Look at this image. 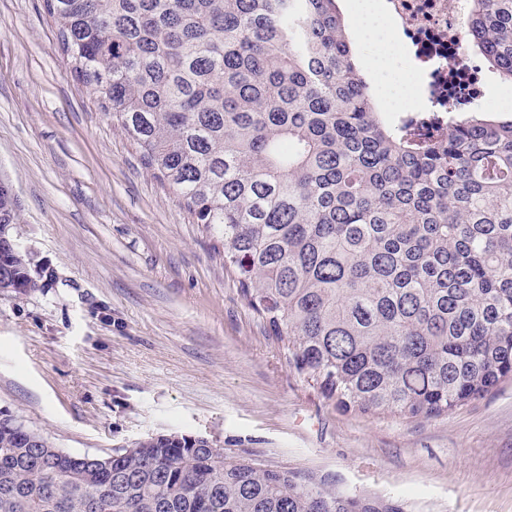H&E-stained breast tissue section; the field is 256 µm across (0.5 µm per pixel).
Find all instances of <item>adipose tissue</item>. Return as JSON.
<instances>
[{
  "label": "adipose tissue",
  "mask_w": 512,
  "mask_h": 512,
  "mask_svg": "<svg viewBox=\"0 0 512 512\" xmlns=\"http://www.w3.org/2000/svg\"><path fill=\"white\" fill-rule=\"evenodd\" d=\"M342 8L356 29L359 44L396 41L383 0H344ZM361 64L377 92L379 109L401 110L412 105L408 89L413 72L402 56L365 53Z\"/></svg>",
  "instance_id": "obj_1"
}]
</instances>
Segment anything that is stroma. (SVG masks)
Segmentation results:
<instances>
[{
  "label": "stroma",
  "mask_w": 512,
  "mask_h": 512,
  "mask_svg": "<svg viewBox=\"0 0 512 512\" xmlns=\"http://www.w3.org/2000/svg\"><path fill=\"white\" fill-rule=\"evenodd\" d=\"M71 68L43 0H0L8 233L54 275L0 289V412L72 453L186 434L399 512H512V379L429 419L327 401Z\"/></svg>",
  "instance_id": "35a3bbf8"
}]
</instances>
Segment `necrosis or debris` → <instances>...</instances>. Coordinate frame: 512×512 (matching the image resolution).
<instances>
[{
  "mask_svg": "<svg viewBox=\"0 0 512 512\" xmlns=\"http://www.w3.org/2000/svg\"><path fill=\"white\" fill-rule=\"evenodd\" d=\"M388 15L403 34V47L424 69V83H412L422 95L421 112H445L456 106L458 90L488 103L486 81L478 62L461 46L469 0H384Z\"/></svg>",
  "mask_w": 512,
  "mask_h": 512,
  "instance_id": "1",
  "label": "necrosis or debris"
}]
</instances>
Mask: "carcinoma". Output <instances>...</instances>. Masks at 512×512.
Instances as JSON below:
<instances>
[{
  "label": "carcinoma",
  "mask_w": 512,
  "mask_h": 512,
  "mask_svg": "<svg viewBox=\"0 0 512 512\" xmlns=\"http://www.w3.org/2000/svg\"><path fill=\"white\" fill-rule=\"evenodd\" d=\"M341 0H44L76 79L224 244L288 363L356 413L431 418L512 377V118L393 123ZM470 53L512 86V0ZM14 219L0 187V229ZM0 287H39L0 245ZM224 450L75 454L0 413V512H394Z\"/></svg>",
  "instance_id": "carcinoma-1"
}]
</instances>
